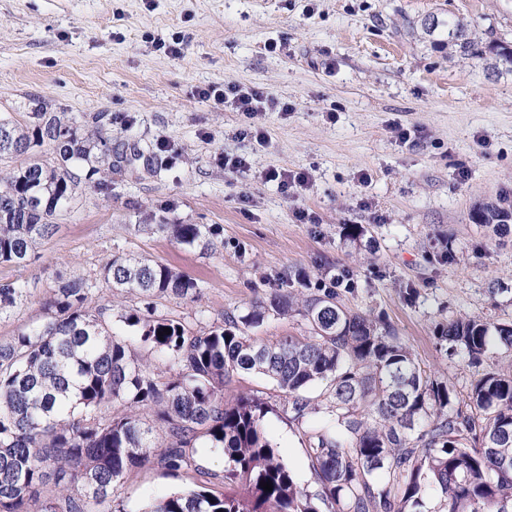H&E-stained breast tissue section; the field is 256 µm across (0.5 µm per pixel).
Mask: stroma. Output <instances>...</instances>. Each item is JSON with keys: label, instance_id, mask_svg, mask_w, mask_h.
<instances>
[{"label": "stroma", "instance_id": "35a3bbf8", "mask_svg": "<svg viewBox=\"0 0 512 512\" xmlns=\"http://www.w3.org/2000/svg\"><path fill=\"white\" fill-rule=\"evenodd\" d=\"M451 17L484 46L512 47V0H0V113L24 123L43 103L108 112L127 154L111 192L83 190L26 265L0 264V284L27 291L0 314V340L43 321L58 278L98 280L116 255L195 278V297L156 302L195 330L271 289L340 276L350 308L389 324L422 369L466 392L473 370L439 328L460 315L512 322V234L472 218L481 203H512V72L452 55ZM227 84L286 109L250 118L198 94ZM161 142L173 162L156 171L147 154ZM226 156L244 167L225 169ZM272 169L309 180L284 192L266 180ZM143 212L218 227L222 244L179 245L139 224ZM242 392L272 405L270 439L312 483L304 433L325 414L293 422L258 375L224 389ZM193 458L189 470L129 475L114 506L139 512L197 482L221 489L223 453L201 444Z\"/></svg>", "mask_w": 512, "mask_h": 512}]
</instances>
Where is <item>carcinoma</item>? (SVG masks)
<instances>
[{
	"instance_id": "cac0c4a2",
	"label": "carcinoma",
	"mask_w": 512,
	"mask_h": 512,
	"mask_svg": "<svg viewBox=\"0 0 512 512\" xmlns=\"http://www.w3.org/2000/svg\"><path fill=\"white\" fill-rule=\"evenodd\" d=\"M448 49L483 55L463 21L448 20ZM0 263L26 264L69 214L79 190L112 191L124 153L105 112L33 113L22 126L0 114ZM496 232L512 210L486 204L474 214ZM145 221L176 243L217 247L204 224ZM109 290L138 294L144 311L121 315L130 336L112 332L109 308L92 305V284L59 279L44 321L0 342V512H112V490L133 470L192 466L201 440L224 452V492L196 484L156 497L142 512H421L426 489L435 512H512V322L451 318L448 351L475 368L466 396L421 369L389 325L347 308L334 288L308 295L272 292L243 315L193 332L156 314L153 299L193 297L196 279L166 264L115 255L101 272ZM24 289L0 285V312ZM304 320L307 336L264 343L250 336L269 316ZM168 335H159L163 329ZM167 357L159 381L141 354ZM241 373L271 380L302 422L322 387L330 425L305 433L316 488L300 483L264 428L272 408L224 386ZM122 413L108 418L104 407ZM54 478L56 491L40 488ZM268 482V491L260 483Z\"/></svg>"
}]
</instances>
